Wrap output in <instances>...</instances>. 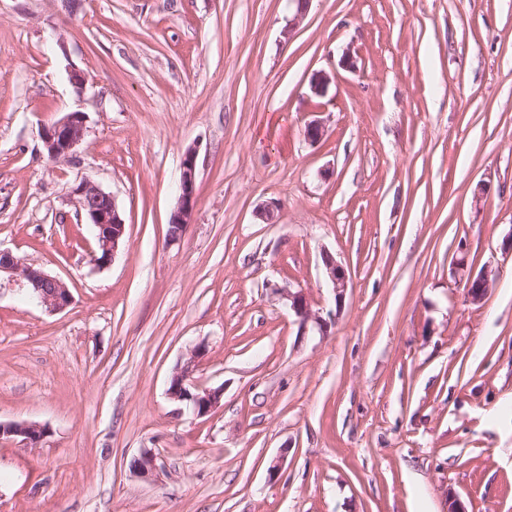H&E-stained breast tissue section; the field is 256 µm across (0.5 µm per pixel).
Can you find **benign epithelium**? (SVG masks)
<instances>
[{"label": "benign epithelium", "instance_id": "7a95c632", "mask_svg": "<svg viewBox=\"0 0 512 512\" xmlns=\"http://www.w3.org/2000/svg\"><path fill=\"white\" fill-rule=\"evenodd\" d=\"M296 13L288 20L283 29V37L288 39L304 19L310 0H295ZM87 115L84 112L66 113L56 122L42 130L41 139L44 150L51 159H68L82 141L86 131ZM197 153L193 148L185 151L181 159L180 178L177 187V206L170 217L169 224L175 225L178 231L168 234V239L175 242L181 238L185 228L190 224L196 206ZM70 196L78 213L84 215L88 223L96 228L97 252L102 257L95 258L98 266L109 265L114 259L126 236V222L121 214L115 198L101 188L90 177H83L70 190ZM324 264L328 278L335 290V300L340 302L348 288L349 276L346 268L327 255ZM454 273L459 276L470 302H480L491 286V272L483 271L477 275L468 269L465 257L453 260ZM10 279L19 278L26 282L28 289L38 303L50 313L64 311L72 302L70 289L61 279L35 269L24 263L19 257L7 250L0 249V276ZM279 292L299 319L301 328L313 322L323 325L322 317L311 307L307 292L281 288ZM204 356V351L197 348L189 360L172 376L168 388L171 399L184 403L192 408L200 417L209 414L220 402L222 390L200 389L192 381L195 362ZM46 436V428L37 423L0 422V441L3 439L20 440L23 448L38 447ZM134 474L148 478L156 472V458L145 453L134 459L130 464Z\"/></svg>", "mask_w": 512, "mask_h": 512}]
</instances>
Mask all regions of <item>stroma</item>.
<instances>
[{
  "mask_svg": "<svg viewBox=\"0 0 512 512\" xmlns=\"http://www.w3.org/2000/svg\"><path fill=\"white\" fill-rule=\"evenodd\" d=\"M293 10L0 0V249L73 296L0 285V421L47 430L0 442V512H512V0H311L287 41ZM72 111L84 137L51 160L41 129ZM85 176L127 227L102 268ZM459 254L494 275L481 303ZM199 347L194 382L223 392L204 417L167 393ZM180 178L177 187V206L168 224L176 225L178 231L168 234L169 241L175 242L181 238L185 228L190 224L192 213L196 206L197 153L188 148L182 156ZM323 261L326 267L328 278L333 285V289L335 290V299L336 301L340 302L342 301V298L348 288V272L343 265L336 262V260L328 254H326ZM279 292L288 300V305L294 315L299 319L300 326L303 330L309 322H314L316 325H319V327H322V317L312 310L307 292L302 289L293 292L291 289L287 288L280 289ZM46 436V428L37 423H8L0 422V441L3 439L16 440L20 438L23 448L38 447Z\"/></svg>",
  "mask_w": 512,
  "mask_h": 512,
  "instance_id": "35a3bbf8",
  "label": "stroma"
}]
</instances>
